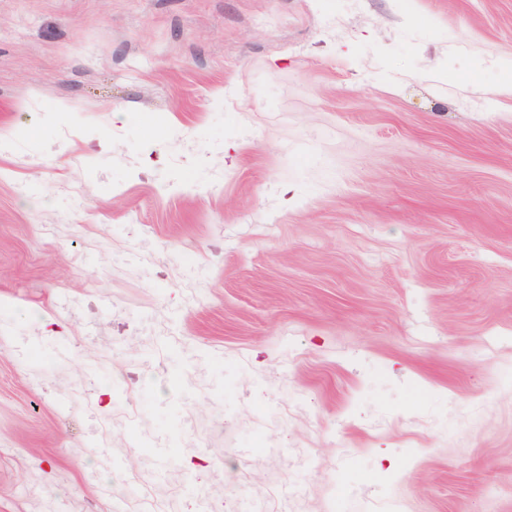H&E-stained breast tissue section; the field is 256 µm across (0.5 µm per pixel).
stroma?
<instances>
[{"mask_svg":"<svg viewBox=\"0 0 512 512\" xmlns=\"http://www.w3.org/2000/svg\"><path fill=\"white\" fill-rule=\"evenodd\" d=\"M508 58L512 0H0V512H512Z\"/></svg>","mask_w":512,"mask_h":512,"instance_id":"1","label":"stroma"}]
</instances>
